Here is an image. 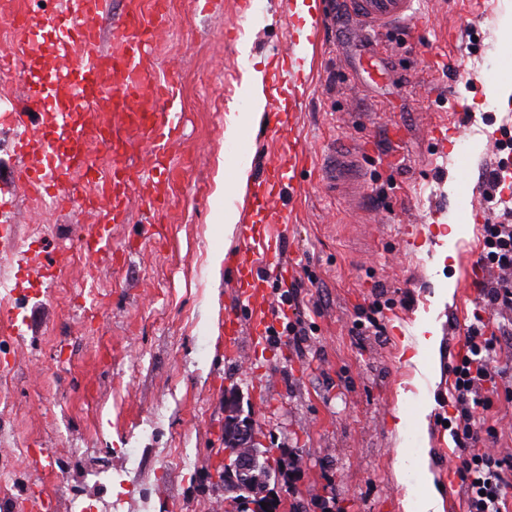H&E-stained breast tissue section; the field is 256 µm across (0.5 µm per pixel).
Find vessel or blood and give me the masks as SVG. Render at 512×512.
I'll list each match as a JSON object with an SVG mask.
<instances>
[{
	"instance_id": "vessel-or-blood-1",
	"label": "vessel or blood",
	"mask_w": 512,
	"mask_h": 512,
	"mask_svg": "<svg viewBox=\"0 0 512 512\" xmlns=\"http://www.w3.org/2000/svg\"><path fill=\"white\" fill-rule=\"evenodd\" d=\"M417 0H343L348 13L360 23L361 31L379 32L410 22ZM105 0H68L64 11L44 15L38 25L28 24L20 11H12L14 25L21 27L25 43H37L51 33L66 52L59 59L56 86L38 100L42 111L52 114L51 129L39 142V160H27L28 126L22 113L11 112L7 124L18 164L15 181L27 191L41 194L50 208L79 206L93 214L80 248L90 256L112 251L111 227L126 223L131 205H138L149 222H157L168 205L159 187H147L139 171L129 163L122 140L125 131H136L150 146L154 168L165 173V162L183 127L177 75L156 81L148 62L151 45L171 26L168 0H126L125 9L114 22L109 40H102L96 26ZM273 85L285 89L292 102H299L305 85L295 68L274 72ZM105 104L107 117L103 139L112 148V174L106 188L89 177L81 199L68 195L69 174L88 168V149L79 114ZM360 153L356 149L334 154L330 174L348 187L351 209H358L363 188L359 178ZM242 258L237 267L236 292L251 311L250 330L261 333L267 323L264 302L267 289L255 264L260 258H275L282 249L278 235L241 229Z\"/></svg>"
}]
</instances>
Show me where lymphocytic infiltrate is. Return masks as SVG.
<instances>
[{"label":"lymphocytic infiltrate","instance_id":"f902f5d3","mask_svg":"<svg viewBox=\"0 0 512 512\" xmlns=\"http://www.w3.org/2000/svg\"><path fill=\"white\" fill-rule=\"evenodd\" d=\"M482 265L498 269L493 281H477L478 308L451 366L452 440L458 450L454 474L464 487L468 512H512V454L494 452L497 435L486 414L501 387L499 359L512 335V208L484 227Z\"/></svg>","mask_w":512,"mask_h":512}]
</instances>
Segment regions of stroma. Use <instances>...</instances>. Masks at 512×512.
<instances>
[{"label":"stroma","mask_w":512,"mask_h":512,"mask_svg":"<svg viewBox=\"0 0 512 512\" xmlns=\"http://www.w3.org/2000/svg\"><path fill=\"white\" fill-rule=\"evenodd\" d=\"M294 2L215 0L204 12L195 0H176L150 57L155 76L178 74L184 112L163 185L169 207L150 230L131 211L112 232L118 260L94 261L76 248L89 216L29 201L12 178L11 134L0 128V218L71 285L97 268L90 309L78 296L65 303L38 294L21 253L0 245V264L28 292L22 300L0 292V309L26 331L22 342L4 335L10 317H0V512H19L22 486L45 476L24 448L51 449L48 470L66 481L54 491L57 512H71L75 500L96 512L116 501L121 512H139L144 497L151 512H224L218 466L231 396L262 446L288 451L270 487L280 512H405V485L419 473L397 471L401 446L426 453L443 512H467L446 426L454 413L449 369L473 320L476 281L497 275L480 257L483 226L502 206L481 188L500 142L512 138V96L487 97L490 84L512 73L499 33L512 0H418L411 27L363 36L340 5L331 24L306 30ZM294 41L308 85L303 104L284 113L279 133L263 119L227 139L233 114L252 109L239 94L245 76H270L275 50ZM51 66L47 52L24 58L10 86L35 139L48 117L34 96L48 88ZM342 142L363 151L375 215L350 210L321 177ZM242 163L241 223L278 226L283 239L279 260L257 263L271 290L258 350L245 332L226 342V317L244 326L249 312L231 288L240 237L214 222L220 188ZM272 165L292 176L277 215L258 199ZM452 180L477 195L450 192ZM452 230L455 255L437 263L440 238ZM218 252L225 259L217 266ZM448 279L450 301L434 303ZM294 283L308 328L299 342L277 311V288ZM379 296L388 301L382 332L357 327L358 310ZM420 310L440 336L434 381L402 357ZM427 398V425L398 434L396 410L413 412ZM93 467L111 482L93 483Z\"/></svg>","instance_id":"obj_1"}]
</instances>
